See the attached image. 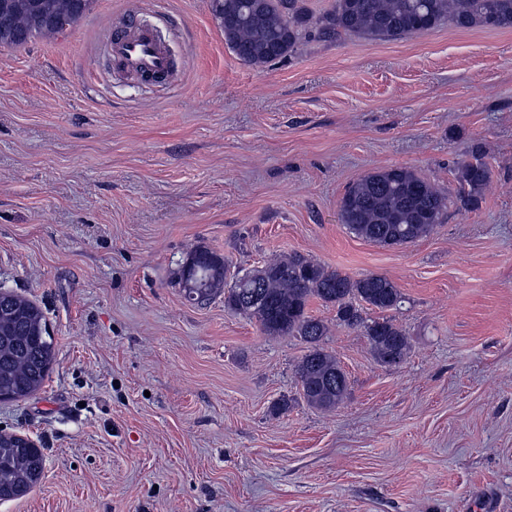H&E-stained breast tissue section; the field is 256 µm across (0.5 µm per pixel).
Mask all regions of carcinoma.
I'll use <instances>...</instances> for the list:
<instances>
[{
    "mask_svg": "<svg viewBox=\"0 0 512 512\" xmlns=\"http://www.w3.org/2000/svg\"><path fill=\"white\" fill-rule=\"evenodd\" d=\"M94 0H0V45L21 46L39 35L72 27ZM224 41L241 60L265 66L295 51L311 32L332 40L341 34L397 41L436 28L446 21L459 29L512 28V0H335L317 21L301 0H213ZM460 199L477 201L490 179L484 154L477 148L456 167ZM342 223L357 237L384 247L412 243L442 223L448 196L406 168L375 171L353 182L339 203ZM191 264L178 278L195 273L201 288L196 303L224 296V306L254 319L269 336H295L307 344L297 366L301 392L309 406L332 410L347 398L349 382L336 356L322 346L326 324L312 317L313 299L336 307V321L362 328L375 360L386 366L404 361L409 343L392 318L368 319L365 309L400 307L403 296L388 278L352 279L294 253L251 270L238 286L242 270L208 250L188 253ZM55 361V344L41 309L12 292L0 294V394L25 398L38 391ZM26 440L0 436V492L11 499L27 496L33 474L42 467L39 448Z\"/></svg>",
    "mask_w": 512,
    "mask_h": 512,
    "instance_id": "cac0c4a2",
    "label": "carcinoma"
}]
</instances>
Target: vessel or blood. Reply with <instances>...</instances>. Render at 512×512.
<instances>
[{
  "label": "vessel or blood",
  "instance_id": "1",
  "mask_svg": "<svg viewBox=\"0 0 512 512\" xmlns=\"http://www.w3.org/2000/svg\"><path fill=\"white\" fill-rule=\"evenodd\" d=\"M106 50L127 76L144 78L172 72L168 48L150 25L133 23L126 33L107 40Z\"/></svg>",
  "mask_w": 512,
  "mask_h": 512
}]
</instances>
